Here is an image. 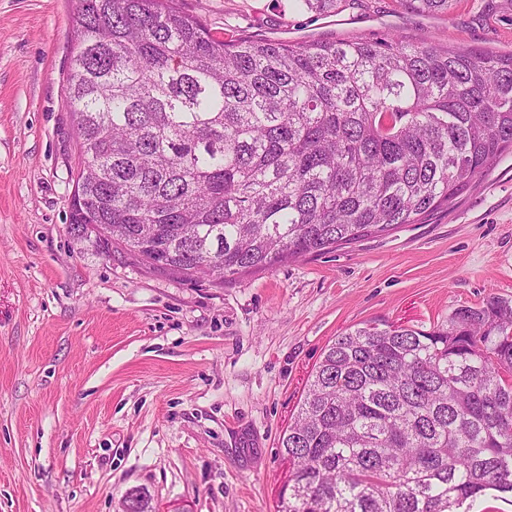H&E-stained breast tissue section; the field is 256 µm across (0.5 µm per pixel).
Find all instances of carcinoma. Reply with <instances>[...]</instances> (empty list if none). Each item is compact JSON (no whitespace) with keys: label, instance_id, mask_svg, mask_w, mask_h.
<instances>
[{"label":"carcinoma","instance_id":"1","mask_svg":"<svg viewBox=\"0 0 512 512\" xmlns=\"http://www.w3.org/2000/svg\"><path fill=\"white\" fill-rule=\"evenodd\" d=\"M292 2L320 14L344 0ZM71 34L70 234L187 281L417 224L512 150V51L228 39L176 0H78ZM279 448L277 512H459L512 495V300L429 331L337 336ZM131 503L152 512L144 491Z\"/></svg>","mask_w":512,"mask_h":512}]
</instances>
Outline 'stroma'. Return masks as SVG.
Listing matches in <instances>:
<instances>
[{
    "label": "stroma",
    "instance_id": "obj_1",
    "mask_svg": "<svg viewBox=\"0 0 512 512\" xmlns=\"http://www.w3.org/2000/svg\"><path fill=\"white\" fill-rule=\"evenodd\" d=\"M208 27L285 42L379 38L512 50V0L445 14L357 0H178ZM76 0H0V512H275L279 436L346 329H419L512 299V152L419 224L224 284L147 269L69 232Z\"/></svg>",
    "mask_w": 512,
    "mask_h": 512
}]
</instances>
